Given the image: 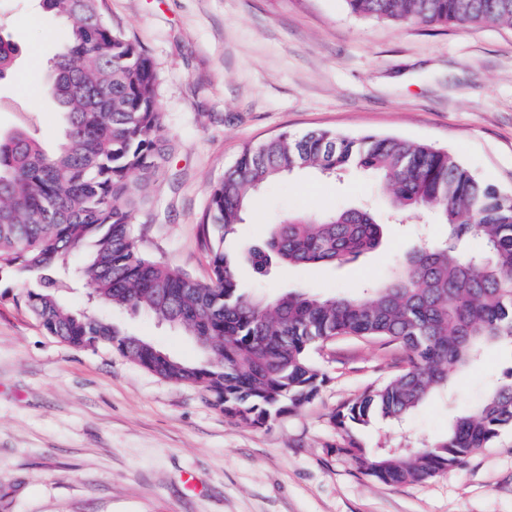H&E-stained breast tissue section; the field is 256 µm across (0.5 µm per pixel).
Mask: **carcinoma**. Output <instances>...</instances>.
<instances>
[{
	"mask_svg": "<svg viewBox=\"0 0 512 512\" xmlns=\"http://www.w3.org/2000/svg\"><path fill=\"white\" fill-rule=\"evenodd\" d=\"M71 22L45 94L64 114L60 142L46 149L34 131L0 134V277L33 280L25 303L45 332L74 348L110 346L153 374L199 385L224 417L262 427L312 403L327 383L311 351L338 336L388 340L404 368L331 416L343 433L337 450L378 482L424 481L460 466L512 429V367L480 400L428 444L389 452L367 448L357 431L374 418L401 420L451 376L494 348L512 352V197L480 182L446 150L400 137L314 130L244 147L210 194L201 241L211 254L207 283L146 253L132 224L140 192L172 146L165 134L159 75L136 43L103 17L99 0H42ZM351 13L405 24L512 25V0H346ZM19 50L0 38V80ZM378 175L400 210H428L445 238L407 253L382 281L355 296L321 299L290 291L272 300L240 289V267L224 240L243 221L252 195L270 180L311 168ZM383 225L364 207L290 216L272 225L248 262L261 270L343 264L376 249ZM90 249L79 279L108 307L142 309L181 328L208 354L204 364L175 359L150 341L59 300L62 269Z\"/></svg>",
	"mask_w": 512,
	"mask_h": 512,
	"instance_id": "1",
	"label": "carcinoma"
}]
</instances>
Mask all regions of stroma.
<instances>
[{
    "instance_id": "35a3bbf8",
    "label": "stroma",
    "mask_w": 512,
    "mask_h": 512,
    "mask_svg": "<svg viewBox=\"0 0 512 512\" xmlns=\"http://www.w3.org/2000/svg\"><path fill=\"white\" fill-rule=\"evenodd\" d=\"M100 9L152 61L176 145L133 229L146 252L199 281L211 275L200 220L213 187L246 145L282 133L427 142L512 195V26L403 25L356 17L344 0H101ZM70 28L49 20L41 0H0V31L21 49L0 82V133L33 110L37 136L57 144L63 116L42 86ZM361 206L384 226L377 251L342 265L247 266L242 288L259 299L357 294L421 235H444L431 215H397L372 172L301 170L264 187L225 250L244 257L291 214ZM58 294L173 357L205 360L192 337L147 313L91 307L72 285ZM403 358L393 344L336 337L312 352L328 378L317 399L258 428L225 418L200 386L158 377L106 346L81 350L46 335L21 283L2 280L0 512H512L510 430L461 467L402 486L336 452L331 415L398 373ZM511 362L487 351L454 376L449 394L403 422H374L364 442H431Z\"/></svg>"
}]
</instances>
